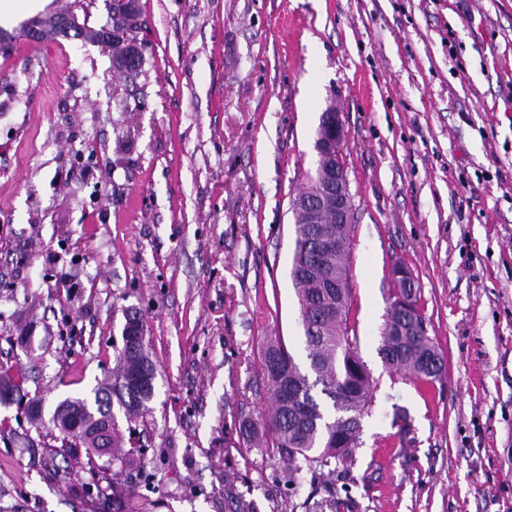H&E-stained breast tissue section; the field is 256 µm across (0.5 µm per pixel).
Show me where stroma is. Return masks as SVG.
I'll use <instances>...</instances> for the list:
<instances>
[{"mask_svg":"<svg viewBox=\"0 0 512 512\" xmlns=\"http://www.w3.org/2000/svg\"><path fill=\"white\" fill-rule=\"evenodd\" d=\"M146 95L109 49L0 20V512H321L271 448L266 336L304 343L292 202L336 102L354 205L351 321L374 382L336 466L347 512H512V0H139ZM444 359L378 355L395 263ZM157 367L126 464L30 420L116 371L127 309ZM30 337V346L20 344ZM406 413L402 430L398 413ZM233 475L238 498L224 493Z\"/></svg>","mask_w":512,"mask_h":512,"instance_id":"stroma-1","label":"stroma"}]
</instances>
